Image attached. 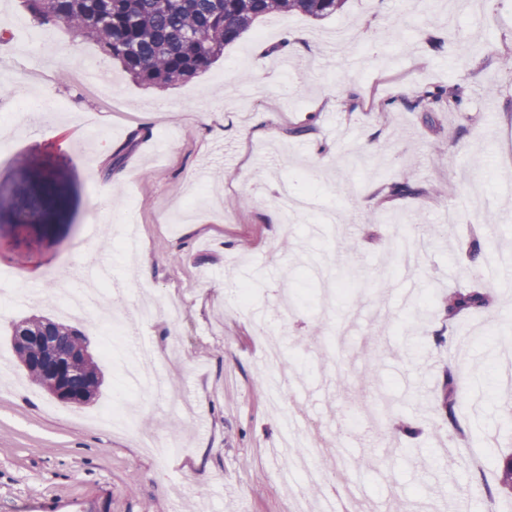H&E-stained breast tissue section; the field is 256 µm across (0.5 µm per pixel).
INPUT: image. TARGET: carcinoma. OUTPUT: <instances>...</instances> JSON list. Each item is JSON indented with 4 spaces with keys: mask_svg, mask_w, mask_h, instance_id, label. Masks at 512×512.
I'll return each mask as SVG.
<instances>
[{
    "mask_svg": "<svg viewBox=\"0 0 512 512\" xmlns=\"http://www.w3.org/2000/svg\"><path fill=\"white\" fill-rule=\"evenodd\" d=\"M33 19L42 27H64L78 36L95 41L102 51L118 62L141 85L164 89L207 70L260 18L277 13H300L324 19L343 10L347 0H24ZM458 106L455 89L448 87L418 92L417 104L441 102ZM493 302L484 288H457L442 300L448 323L468 314L481 313ZM27 327L31 335L48 334L74 357L76 373L70 384L75 393L93 398L102 377L92 357L83 352L87 343H76L83 335L77 328L43 318H28L15 325L13 346L20 362L39 384H44L43 366L38 360L46 346L22 341L19 333ZM441 407L461 438L459 422L464 409L461 384L447 371ZM500 486L512 492V453L504 456L499 470Z\"/></svg>",
    "mask_w": 512,
    "mask_h": 512,
    "instance_id": "obj_1",
    "label": "carcinoma"
}]
</instances>
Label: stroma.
I'll return each instance as SVG.
<instances>
[{
	"label": "stroma",
	"instance_id": "stroma-1",
	"mask_svg": "<svg viewBox=\"0 0 512 512\" xmlns=\"http://www.w3.org/2000/svg\"><path fill=\"white\" fill-rule=\"evenodd\" d=\"M469 41L460 49L449 36ZM0 102L12 114L0 141V512H290L269 455L282 436L260 381L270 344L316 407L291 398L302 429L334 461L325 476L350 487L368 478L367 502L414 506L434 499L466 512H512L498 481L512 451V279L493 286L495 308L462 318L456 344H436L441 301L479 282L466 240L477 233L492 262L512 268V0H348L315 21L301 14L257 22L206 72L165 91L138 85L98 45L65 28L26 59L39 28L22 0H0ZM303 39L280 69L284 33ZM100 57L121 111L86 91L73 69ZM459 87L461 109L416 103L420 87ZM497 89L487 97L488 86ZM58 105L64 125L100 114L110 139L81 136L64 150L28 123L31 98ZM167 111L154 110L156 99ZM153 120H144L147 112ZM304 135L293 136L296 127ZM124 167L102 201L103 169ZM310 197L285 217L282 181ZM410 182L419 193L393 197ZM44 215L9 214L44 183ZM456 223H443L447 210ZM139 227L136 254L122 229ZM92 261L72 277L79 252ZM107 266L118 292L98 314L61 313L62 289L94 282ZM414 287L405 300V284ZM148 298L158 316L136 332L155 349L165 398L127 385L103 356L113 320ZM180 303L178 319L165 309ZM44 316L81 330L104 382L87 405L59 402L19 361L13 322ZM276 328L263 336L259 323ZM468 404L461 444L440 408L447 371ZM416 428L409 437L404 425ZM150 434L172 445L162 459L140 448Z\"/></svg>",
	"mask_w": 512,
	"mask_h": 512
}]
</instances>
